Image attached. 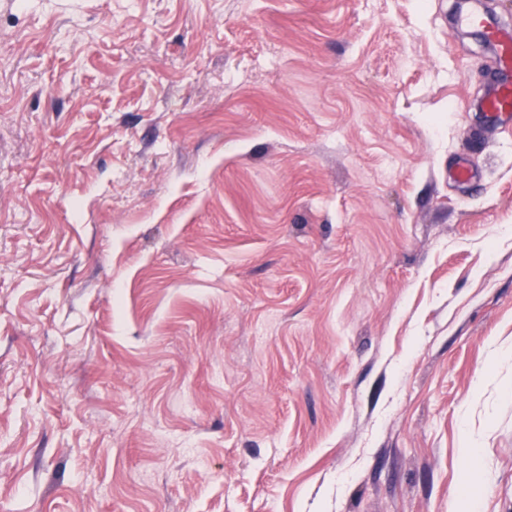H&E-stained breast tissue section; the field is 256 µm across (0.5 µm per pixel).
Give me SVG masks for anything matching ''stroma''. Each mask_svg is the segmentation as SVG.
<instances>
[{"instance_id":"35a3bbf8","label":"stroma","mask_w":512,"mask_h":512,"mask_svg":"<svg viewBox=\"0 0 512 512\" xmlns=\"http://www.w3.org/2000/svg\"><path fill=\"white\" fill-rule=\"evenodd\" d=\"M453 2L0 0V512H512Z\"/></svg>"}]
</instances>
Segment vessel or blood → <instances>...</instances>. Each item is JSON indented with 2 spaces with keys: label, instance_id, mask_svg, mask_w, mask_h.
Segmentation results:
<instances>
[{
  "label": "vessel or blood",
  "instance_id": "b4317fda",
  "mask_svg": "<svg viewBox=\"0 0 512 512\" xmlns=\"http://www.w3.org/2000/svg\"><path fill=\"white\" fill-rule=\"evenodd\" d=\"M457 22L460 26L479 30L496 51V67L480 102L481 112L490 127L512 124V27L492 22L473 10L467 0H460Z\"/></svg>",
  "mask_w": 512,
  "mask_h": 512
}]
</instances>
